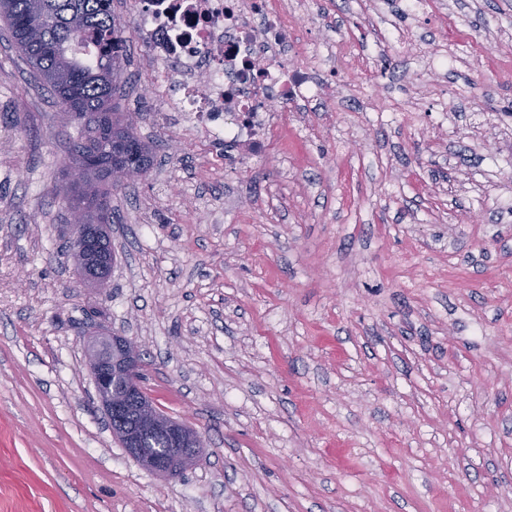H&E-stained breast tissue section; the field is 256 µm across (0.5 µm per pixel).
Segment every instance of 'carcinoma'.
I'll use <instances>...</instances> for the list:
<instances>
[{
	"label": "carcinoma",
	"mask_w": 512,
	"mask_h": 512,
	"mask_svg": "<svg viewBox=\"0 0 512 512\" xmlns=\"http://www.w3.org/2000/svg\"><path fill=\"white\" fill-rule=\"evenodd\" d=\"M112 0H0V20L35 75L69 112L103 118L112 136L126 144L128 166L144 176L154 164L148 145L136 135V117L119 112L112 97L126 59L125 22L112 13ZM100 142L97 124L78 128L72 161L90 142ZM111 184L82 173L75 193L63 188L73 207H84L87 224L112 223L107 198Z\"/></svg>",
	"instance_id": "1"
}]
</instances>
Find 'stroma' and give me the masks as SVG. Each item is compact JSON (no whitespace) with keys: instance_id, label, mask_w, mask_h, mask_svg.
Instances as JSON below:
<instances>
[{"instance_id":"stroma-1","label":"stroma","mask_w":512,"mask_h":512,"mask_svg":"<svg viewBox=\"0 0 512 512\" xmlns=\"http://www.w3.org/2000/svg\"><path fill=\"white\" fill-rule=\"evenodd\" d=\"M423 2L310 0L301 35L356 41L336 90L369 99L309 101L242 165L163 117L114 0V101L155 159L112 194L104 288L57 194L74 128L0 28V512H512V0ZM101 328L204 437L182 478L113 436Z\"/></svg>"}]
</instances>
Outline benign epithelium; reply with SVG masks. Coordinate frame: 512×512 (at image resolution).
<instances>
[{"mask_svg":"<svg viewBox=\"0 0 512 512\" xmlns=\"http://www.w3.org/2000/svg\"><path fill=\"white\" fill-rule=\"evenodd\" d=\"M82 212L72 211L71 226L79 252L94 255L83 272L101 283L108 279L112 254L106 250L103 224L81 221ZM85 367L92 376L98 397L112 431L130 456L148 472L164 479H177L191 469L205 448L192 427L164 414L143 387L138 345L125 336L101 330L89 344Z\"/></svg>","mask_w":512,"mask_h":512,"instance_id":"1","label":"benign epithelium"}]
</instances>
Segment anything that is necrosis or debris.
I'll list each match as a JSON object with an SVG mask.
<instances>
[{
    "instance_id": "1",
    "label": "necrosis or debris",
    "mask_w": 512,
    "mask_h": 512,
    "mask_svg": "<svg viewBox=\"0 0 512 512\" xmlns=\"http://www.w3.org/2000/svg\"><path fill=\"white\" fill-rule=\"evenodd\" d=\"M138 27L175 90L179 123L232 145L245 165L268 149L272 102L335 99V82L316 83L313 64L357 61L351 47L301 39L286 0H144Z\"/></svg>"
}]
</instances>
